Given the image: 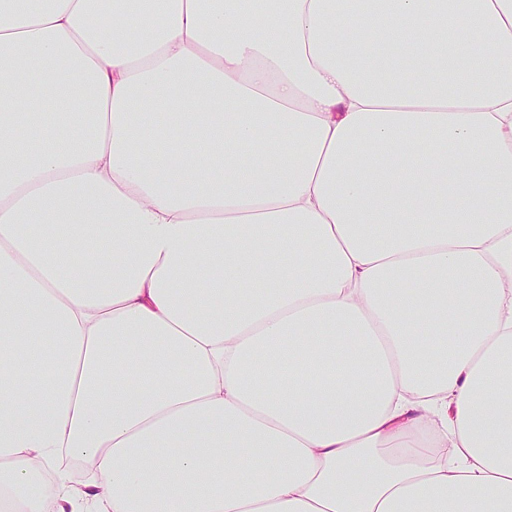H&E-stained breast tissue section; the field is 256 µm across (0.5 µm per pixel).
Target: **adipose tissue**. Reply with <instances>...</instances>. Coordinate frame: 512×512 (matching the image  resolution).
<instances>
[{
    "instance_id": "adipose-tissue-1",
    "label": "adipose tissue",
    "mask_w": 512,
    "mask_h": 512,
    "mask_svg": "<svg viewBox=\"0 0 512 512\" xmlns=\"http://www.w3.org/2000/svg\"><path fill=\"white\" fill-rule=\"evenodd\" d=\"M350 3L0 0L7 512H512V0Z\"/></svg>"
}]
</instances>
